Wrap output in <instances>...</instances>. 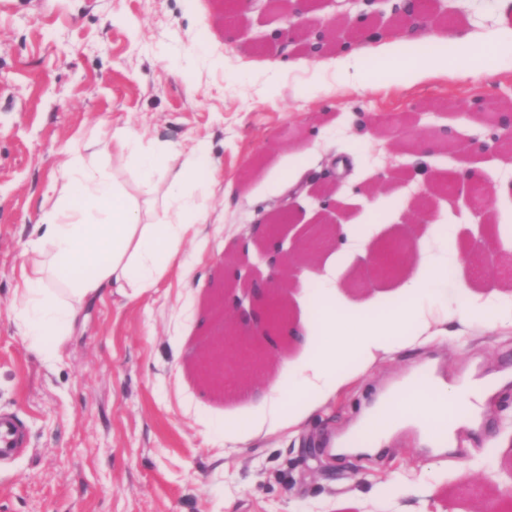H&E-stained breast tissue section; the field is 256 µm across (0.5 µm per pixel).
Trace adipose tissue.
<instances>
[{
    "instance_id": "adipose-tissue-1",
    "label": "adipose tissue",
    "mask_w": 512,
    "mask_h": 512,
    "mask_svg": "<svg viewBox=\"0 0 512 512\" xmlns=\"http://www.w3.org/2000/svg\"><path fill=\"white\" fill-rule=\"evenodd\" d=\"M494 2L503 26L490 41H474L452 27L439 37L449 52L433 55L426 51L428 37L417 33L387 41L372 37L363 49H348L324 61L327 83L333 87L360 77L372 61L380 64L376 78L386 83L422 82L448 74L489 77L497 59L512 58V0ZM108 150L129 159L143 184L166 181L161 209L97 167V158ZM217 179L202 140L178 150L147 148L135 130L120 128L109 139L92 136L73 150L47 197L39 219L41 234L24 252L22 278L14 290L16 324L29 348L43 361L55 362L95 297L112 288L136 299L155 288L182 257L187 237L206 223L207 192ZM429 231L443 239L447 256L420 257L401 283L396 304H341L328 275L315 269L301 273L304 288L315 292L314 310L290 323L288 334L302 350L305 368L276 379L254 397L258 415L229 423L228 437L291 429L365 372L377 354L447 342L446 330L420 331V301L453 273L458 247L448 225L433 224ZM495 387L490 376L469 375L451 384L440 379L429 388L407 377L399 395L382 400L379 415L362 413L357 423L377 430L384 443L410 430L420 441L440 438L452 446L459 429L477 424Z\"/></svg>"
}]
</instances>
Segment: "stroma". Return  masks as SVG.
<instances>
[{"instance_id": "obj_1", "label": "stroma", "mask_w": 512, "mask_h": 512, "mask_svg": "<svg viewBox=\"0 0 512 512\" xmlns=\"http://www.w3.org/2000/svg\"><path fill=\"white\" fill-rule=\"evenodd\" d=\"M433 14L430 35L454 25L479 41L499 24L494 0H441ZM281 23L279 12L248 7L226 26L224 0H0V414L20 419L28 438L21 454L0 460V512H481L492 500L512 512V501L497 497L512 487V328L458 323L468 288L508 295L512 275L482 266L472 236L481 218L461 197L432 198L429 210L471 258L422 301L427 331L448 329L451 341L378 355L294 433L225 445V422L249 414L274 373L266 367L213 392L199 384L193 358L220 332L209 307L225 256L258 262L251 233L259 217L288 209L309 222L320 210L309 192L327 186L343 220L365 227L361 246L335 243L315 258L335 267L347 303L389 297L401 282L377 277L368 263L382 242L441 252L424 223H409L408 205L426 180L462 164L494 197L493 237L512 240V163L489 153L465 162L437 144L447 128L492 141L493 113L471 102L512 103V61L488 80L362 82L329 94L303 51L292 54L296 70L271 73L279 55L258 40ZM122 127L147 145L206 141L224 182L184 267L137 299H96L49 365L14 319L23 252L67 150L93 129ZM399 141L431 144L425 163L395 151ZM345 154L355 162L341 175ZM300 155L309 167L297 193L271 192ZM389 167L396 174L387 187L367 192ZM425 363L447 381L468 370L503 380L453 451L431 453L405 432L378 462L331 452L378 391Z\"/></svg>"}]
</instances>
